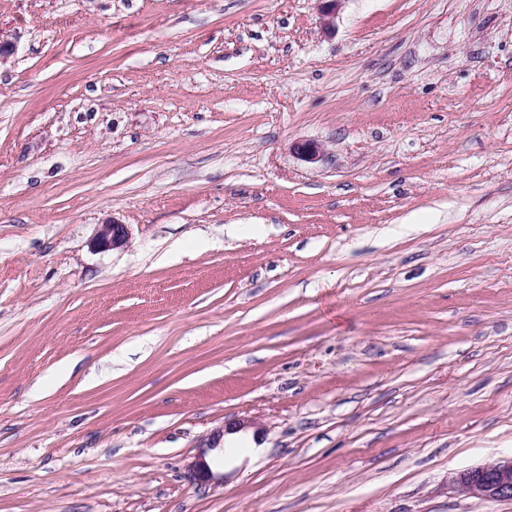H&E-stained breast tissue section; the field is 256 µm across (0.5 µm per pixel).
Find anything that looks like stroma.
I'll return each mask as SVG.
<instances>
[{
    "label": "stroma",
    "instance_id": "obj_1",
    "mask_svg": "<svg viewBox=\"0 0 512 512\" xmlns=\"http://www.w3.org/2000/svg\"><path fill=\"white\" fill-rule=\"evenodd\" d=\"M0 36V512H512L449 487L512 455V0ZM91 243L95 249L102 251L126 247L129 243L127 224L115 219L98 224Z\"/></svg>",
    "mask_w": 512,
    "mask_h": 512
}]
</instances>
